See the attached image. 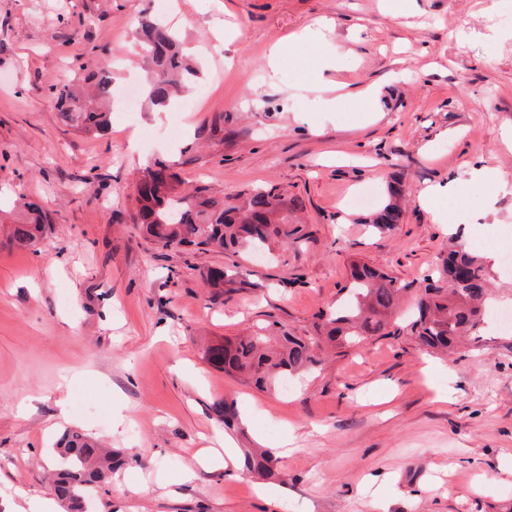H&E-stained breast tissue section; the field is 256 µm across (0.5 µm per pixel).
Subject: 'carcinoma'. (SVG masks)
<instances>
[{
	"instance_id": "obj_1",
	"label": "carcinoma",
	"mask_w": 512,
	"mask_h": 512,
	"mask_svg": "<svg viewBox=\"0 0 512 512\" xmlns=\"http://www.w3.org/2000/svg\"><path fill=\"white\" fill-rule=\"evenodd\" d=\"M137 38L149 67L150 102L164 106L182 96L197 71L183 54L176 32L162 22L144 19L139 23ZM114 81L112 66L107 65L85 77L93 87L90 92L69 84L52 87L51 97L60 119L88 135L104 132ZM401 185L399 180L390 188L394 200L373 216L371 225L375 229L387 231L400 223ZM135 202V222L164 248L236 254L271 242L286 247L310 237L306 225L288 220V212L295 210L297 203L278 186H260L233 196L214 194L205 186L187 189L161 162L142 171ZM24 208V220L0 226V242L34 250L49 228V212L37 200L25 202ZM350 279L343 305L320 311L314 334L299 336L280 327L273 336L255 332L226 337L207 348L208 362L264 391L283 378L316 370L322 365L320 351L325 345L353 347L373 336L393 335L392 318L409 286L361 262L351 264ZM204 280L218 296L224 292V282H233L231 269L214 274L208 271ZM487 298L482 258L456 244L436 275L425 280L406 330L428 349L453 350L466 336L478 339ZM55 452L57 465L51 473L50 490L66 512H79L87 493L107 483L112 472L125 464L117 451L79 431L66 432ZM245 459L253 474L275 476L271 449L248 450Z\"/></svg>"
}]
</instances>
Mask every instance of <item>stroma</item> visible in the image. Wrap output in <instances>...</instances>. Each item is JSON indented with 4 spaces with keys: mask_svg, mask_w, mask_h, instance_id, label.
Here are the masks:
<instances>
[{
    "mask_svg": "<svg viewBox=\"0 0 512 512\" xmlns=\"http://www.w3.org/2000/svg\"><path fill=\"white\" fill-rule=\"evenodd\" d=\"M171 24L196 58L193 105H145L147 147L130 146L120 102L90 138L61 123L51 86L104 62L117 86L142 89V18ZM323 22L347 52L272 66L275 39ZM369 101L303 112L315 75ZM512 0H0V224L21 198L42 199L52 224L38 251L0 248V512L49 497L53 446L68 429L128 462L93 496L95 512H512V331L486 321L448 355L407 335L374 337L318 370L260 392L210 365L214 340L277 321L313 331L343 297L351 262L421 284L450 244L420 196L452 212L493 199L495 226L460 234L480 256L512 254ZM162 160L184 185L225 194L266 184L298 198L311 236L262 255L184 252L145 238L131 220L142 171ZM487 165L497 183H468ZM402 180L392 230L368 226L347 199L370 186L384 203ZM237 265L212 299L202 275ZM450 391L448 403L436 401ZM66 407H58L59 399ZM240 412L224 425L225 402ZM264 442L276 449V498L193 458ZM460 188L455 185H435L430 187L421 197L423 205L430 211L432 220L436 224H448L451 228L457 226L452 223L453 218L448 214V210L441 209L436 205V201L441 198L452 197L460 193Z\"/></svg>",
    "mask_w": 512,
    "mask_h": 512,
    "instance_id": "stroma-1",
    "label": "stroma"
}]
</instances>
